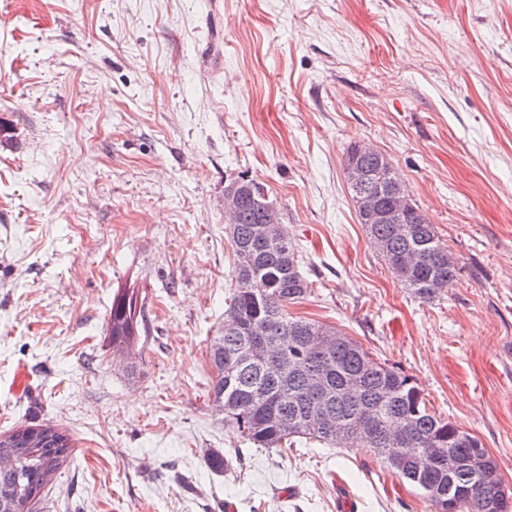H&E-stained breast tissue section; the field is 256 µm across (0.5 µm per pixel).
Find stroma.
<instances>
[{
    "label": "stroma",
    "mask_w": 512,
    "mask_h": 512,
    "mask_svg": "<svg viewBox=\"0 0 512 512\" xmlns=\"http://www.w3.org/2000/svg\"><path fill=\"white\" fill-rule=\"evenodd\" d=\"M0 120V432L72 445L37 512H431L365 449L257 448L209 401L238 176L312 284L290 313L407 375L512 491V0H0ZM355 143L459 263L432 301L358 222ZM143 317V303L139 304L134 290H124L115 295L108 323L109 341L113 350L124 352L132 349L139 338Z\"/></svg>",
    "instance_id": "35a3bbf8"
}]
</instances>
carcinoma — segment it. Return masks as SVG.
<instances>
[{
  "label": "carcinoma",
  "instance_id": "carcinoma-1",
  "mask_svg": "<svg viewBox=\"0 0 512 512\" xmlns=\"http://www.w3.org/2000/svg\"><path fill=\"white\" fill-rule=\"evenodd\" d=\"M357 167L365 175L361 190L384 208H402L399 224H378L358 215L391 272L416 296L430 300L449 288L459 274L456 261L426 214L412 200L399 205L389 192L398 180L383 153L349 147L344 171ZM247 187L227 225L234 255L236 288L226 299L224 319L237 318L263 339L269 358L281 356L278 373L258 363H243L244 338L218 330L209 345L214 371L210 400L230 407L227 419L258 448H277L294 437L323 443H352L384 460L420 489L435 512H447L448 495L460 501L458 512H512V502L499 495L503 480L498 465L480 441L435 414L411 379L374 361L355 339L325 323L293 317L288 307L311 292L299 270V259L279 209L266 200L264 188L251 179H232L224 190ZM143 304L133 290L112 301L108 323L112 349L128 351L137 343ZM325 375L321 391L310 378ZM288 389V412L277 392ZM323 408L339 432L321 430L312 416ZM34 424L0 435V452L15 455L17 466L0 471V512H29L70 455V438L58 428L40 448H20L19 436ZM403 448L399 459L391 449Z\"/></svg>",
  "mask_w": 512,
  "mask_h": 512
}]
</instances>
